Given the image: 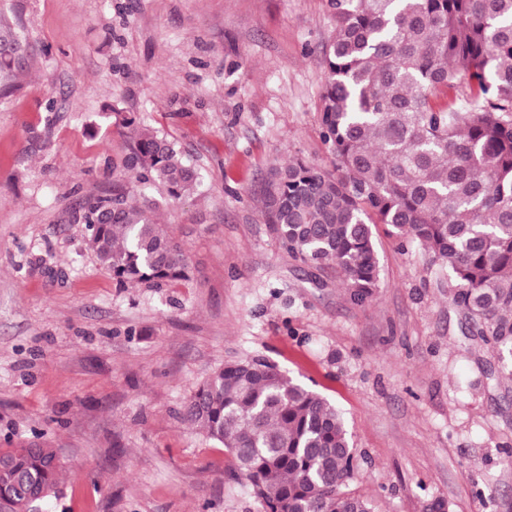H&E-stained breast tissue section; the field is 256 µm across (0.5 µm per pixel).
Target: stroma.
Returning <instances> with one entry per match:
<instances>
[{"label":"stroma","instance_id":"stroma-1","mask_svg":"<svg viewBox=\"0 0 512 512\" xmlns=\"http://www.w3.org/2000/svg\"><path fill=\"white\" fill-rule=\"evenodd\" d=\"M30 57L0 95V448L42 435L66 470L47 512H263L231 456L178 411L215 369L263 357L328 399L374 512H512V383L466 339L448 270L377 226L380 284L349 301L294 260L259 185L327 164V0H0ZM134 117L199 186L157 206L189 279L116 287L73 213L112 192Z\"/></svg>","mask_w":512,"mask_h":512}]
</instances>
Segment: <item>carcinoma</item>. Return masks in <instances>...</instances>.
Listing matches in <instances>:
<instances>
[{
	"mask_svg": "<svg viewBox=\"0 0 512 512\" xmlns=\"http://www.w3.org/2000/svg\"><path fill=\"white\" fill-rule=\"evenodd\" d=\"M321 128L329 166L273 170L265 221L293 258L336 273L349 300L380 281L374 228L448 266L450 300L468 339L512 378V0H328ZM26 44L0 18V84L22 70ZM467 91L454 93L459 75ZM133 142L122 172L162 183L172 200L197 186L175 145L122 119ZM116 285L189 278L179 241L150 202L116 180L75 213ZM181 417L223 446L265 512H372L349 490L358 458L334 405L264 358L215 370ZM58 449L0 448V512H42L63 494Z\"/></svg>",
	"mask_w": 512,
	"mask_h": 512,
	"instance_id": "cac0c4a2",
	"label": "carcinoma"
}]
</instances>
